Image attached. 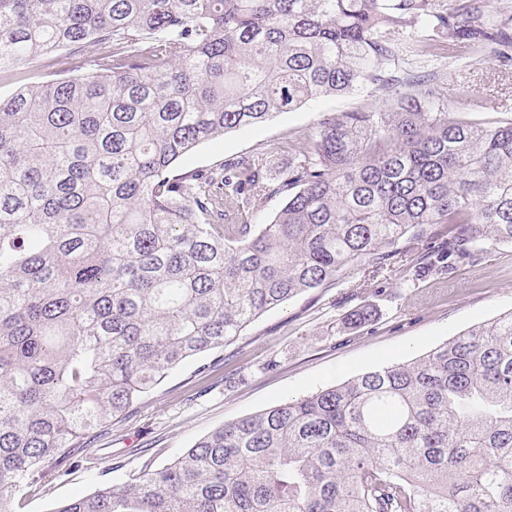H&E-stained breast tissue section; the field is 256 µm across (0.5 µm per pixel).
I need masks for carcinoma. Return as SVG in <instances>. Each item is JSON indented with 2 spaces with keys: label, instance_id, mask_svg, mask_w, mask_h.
<instances>
[{
  "label": "carcinoma",
  "instance_id": "1",
  "mask_svg": "<svg viewBox=\"0 0 512 512\" xmlns=\"http://www.w3.org/2000/svg\"><path fill=\"white\" fill-rule=\"evenodd\" d=\"M461 44L512 53L476 0H0V80L58 68L0 96V512L263 313L343 270L417 269L408 231L447 236L431 271L512 245V121L455 116L407 67ZM368 85L382 103L324 114L276 185L254 154L175 169ZM56 512H512V312Z\"/></svg>",
  "mask_w": 512,
  "mask_h": 512
}]
</instances>
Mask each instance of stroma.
<instances>
[{
  "instance_id": "1",
  "label": "stroma",
  "mask_w": 512,
  "mask_h": 512,
  "mask_svg": "<svg viewBox=\"0 0 512 512\" xmlns=\"http://www.w3.org/2000/svg\"><path fill=\"white\" fill-rule=\"evenodd\" d=\"M413 69L430 73L449 111L470 114L494 97L498 109L483 122L512 119V61L503 63L477 46L451 58L415 59ZM386 90L367 86L321 97L251 128L226 133L182 159L180 170L218 168L225 160L263 154L268 174L279 180L292 161L289 141L314 133L326 112L367 109ZM369 305L377 315L354 331L343 315ZM512 311V246L458 259L448 270H420L403 281L369 278L347 287L344 277L291 298L251 323L231 345L192 359L173 371L121 423L90 435L73 449L75 468L58 474L45 467L40 487L17 491L20 512H54L63 501L93 492L100 484L128 481L145 466L169 463L209 431L377 368L419 358L450 338ZM276 367L265 368L267 359Z\"/></svg>"
}]
</instances>
